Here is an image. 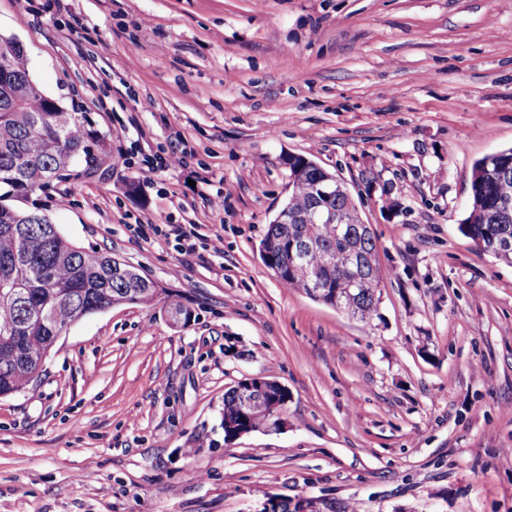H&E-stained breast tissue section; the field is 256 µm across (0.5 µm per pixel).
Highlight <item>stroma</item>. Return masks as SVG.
Masks as SVG:
<instances>
[{
  "label": "stroma",
  "instance_id": "obj_1",
  "mask_svg": "<svg viewBox=\"0 0 512 512\" xmlns=\"http://www.w3.org/2000/svg\"><path fill=\"white\" fill-rule=\"evenodd\" d=\"M0 34L107 142L33 203L194 314L85 316L0 397V512H512V264L459 230L474 162L512 146V0H0ZM297 154L374 231L371 321L260 258ZM255 375L285 422L225 442L224 393Z\"/></svg>",
  "mask_w": 512,
  "mask_h": 512
}]
</instances>
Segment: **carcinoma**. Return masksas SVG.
Segmentation results:
<instances>
[{
	"instance_id": "1",
	"label": "carcinoma",
	"mask_w": 512,
	"mask_h": 512,
	"mask_svg": "<svg viewBox=\"0 0 512 512\" xmlns=\"http://www.w3.org/2000/svg\"><path fill=\"white\" fill-rule=\"evenodd\" d=\"M0 333L14 343L0 346V396L32 385L30 375L46 357L53 337L81 318L133 301L151 306L164 300L165 311L189 313L182 302L149 287V279L132 264L109 254L73 245L51 226L47 215L17 205L16 196L35 194L54 181L69 177L71 163L82 158L92 173L106 156L105 138L87 114L54 106L30 77L21 44L0 43ZM291 191L288 223L273 219L260 242L259 253L283 287L368 321L377 314L376 291L383 279L377 243L368 224H354L340 237L334 224L312 221L321 211L340 210L345 201L322 193L330 172L300 155L288 167ZM512 203V148L476 160L472 167L470 205L460 231L478 250L512 264V211L504 215L498 203ZM315 239L320 247L300 258L291 246ZM355 251L367 270V280L351 284L340 255ZM53 307L50 320L37 318L38 308ZM270 426L266 415L243 413L236 387L224 393V441L240 430ZM319 512H357L356 505L335 498L321 499Z\"/></svg>"
}]
</instances>
